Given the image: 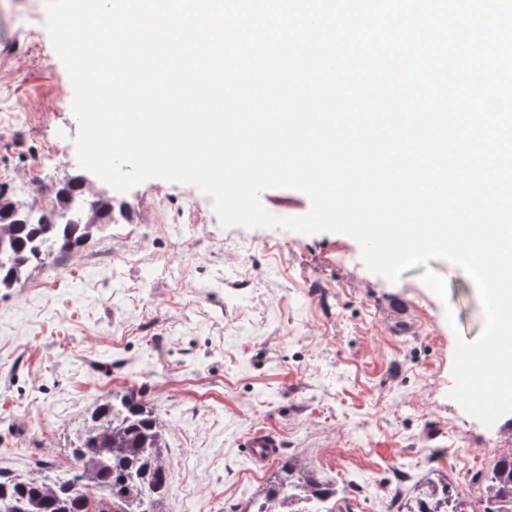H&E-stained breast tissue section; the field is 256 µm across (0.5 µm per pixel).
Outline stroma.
Here are the masks:
<instances>
[{
	"mask_svg": "<svg viewBox=\"0 0 512 512\" xmlns=\"http://www.w3.org/2000/svg\"><path fill=\"white\" fill-rule=\"evenodd\" d=\"M45 22V0H0V193L50 209L78 179L129 219L0 288V474L60 475L93 407L133 387L163 422L164 512H241L286 457L335 483L336 512H397L437 476L474 503L473 474L512 450V413L488 427L449 396L457 337L485 327L469 276L433 260L393 283L345 234L226 228L189 184L113 191L77 164ZM261 202L280 218L311 208L292 188ZM255 427L278 435L279 460L248 459Z\"/></svg>",
	"mask_w": 512,
	"mask_h": 512,
	"instance_id": "stroma-1",
	"label": "stroma"
}]
</instances>
